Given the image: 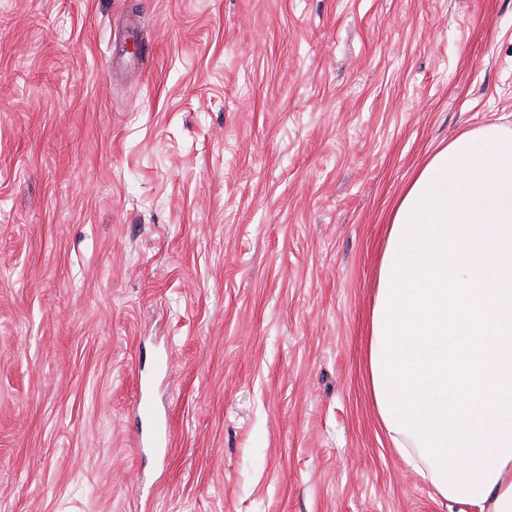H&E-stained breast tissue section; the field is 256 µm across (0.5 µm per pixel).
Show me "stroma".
<instances>
[{
	"label": "stroma",
	"mask_w": 512,
	"mask_h": 512,
	"mask_svg": "<svg viewBox=\"0 0 512 512\" xmlns=\"http://www.w3.org/2000/svg\"><path fill=\"white\" fill-rule=\"evenodd\" d=\"M486 125L512 0H0V512H448L365 341L396 205Z\"/></svg>",
	"instance_id": "35a3bbf8"
}]
</instances>
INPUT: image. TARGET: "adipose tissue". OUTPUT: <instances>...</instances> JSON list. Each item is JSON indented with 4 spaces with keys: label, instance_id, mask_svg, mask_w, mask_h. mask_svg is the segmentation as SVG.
Here are the masks:
<instances>
[{
    "label": "adipose tissue",
    "instance_id": "adipose-tissue-1",
    "mask_svg": "<svg viewBox=\"0 0 512 512\" xmlns=\"http://www.w3.org/2000/svg\"><path fill=\"white\" fill-rule=\"evenodd\" d=\"M365 368L395 451L448 512H512V133L459 134L408 186Z\"/></svg>",
    "mask_w": 512,
    "mask_h": 512
}]
</instances>
